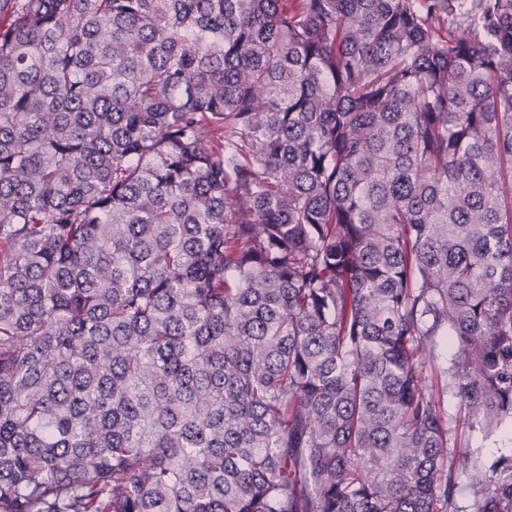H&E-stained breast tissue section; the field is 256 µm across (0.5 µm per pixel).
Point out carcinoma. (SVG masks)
<instances>
[{
    "label": "carcinoma",
    "mask_w": 512,
    "mask_h": 512,
    "mask_svg": "<svg viewBox=\"0 0 512 512\" xmlns=\"http://www.w3.org/2000/svg\"><path fill=\"white\" fill-rule=\"evenodd\" d=\"M462 420L512 426V0H0V512H512Z\"/></svg>",
    "instance_id": "obj_1"
}]
</instances>
